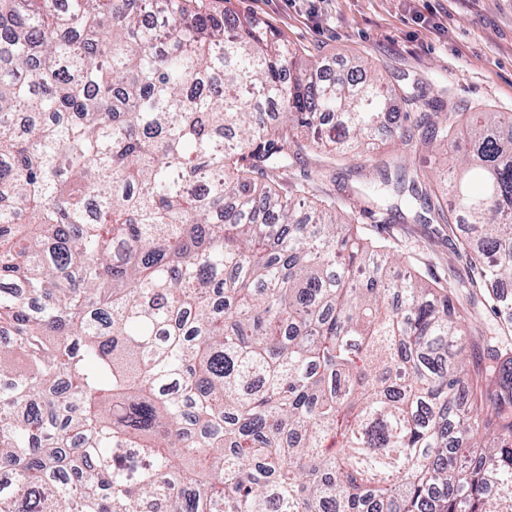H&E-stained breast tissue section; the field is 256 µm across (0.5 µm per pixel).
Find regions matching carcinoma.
<instances>
[{"label": "carcinoma", "mask_w": 512, "mask_h": 512, "mask_svg": "<svg viewBox=\"0 0 512 512\" xmlns=\"http://www.w3.org/2000/svg\"><path fill=\"white\" fill-rule=\"evenodd\" d=\"M194 0H0V512H512V351L466 364L448 287L366 242L300 153L376 150L395 89L292 74ZM420 120L380 171L512 282V113ZM512 333V295L494 291Z\"/></svg>", "instance_id": "obj_1"}]
</instances>
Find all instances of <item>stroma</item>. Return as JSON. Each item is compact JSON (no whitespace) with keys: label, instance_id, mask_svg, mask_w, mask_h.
Returning a JSON list of instances; mask_svg holds the SVG:
<instances>
[{"label":"stroma","instance_id":"35a3bbf8","mask_svg":"<svg viewBox=\"0 0 512 512\" xmlns=\"http://www.w3.org/2000/svg\"><path fill=\"white\" fill-rule=\"evenodd\" d=\"M203 6L252 18L272 28L299 57L326 60L335 72L351 58L365 61L397 88L393 112L411 120L473 106L512 113V0H203ZM378 156L398 158L409 170L428 163L439 173L440 190L448 188L442 156L425 152L419 142L383 141ZM374 159L356 156L330 165L310 152L299 156L290 174L323 170L319 195L334 197L345 213L356 214L364 239L387 241L427 280L446 281L452 269L467 279L470 270L444 225L365 212L364 191L376 178ZM462 314L477 355L512 348V335H500V319L486 295L472 292Z\"/></svg>","mask_w":512,"mask_h":512}]
</instances>
